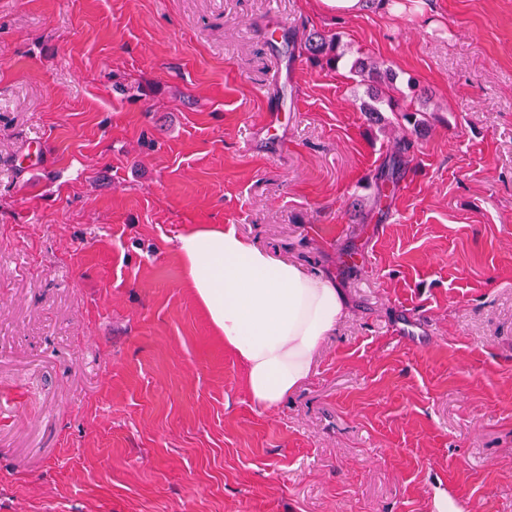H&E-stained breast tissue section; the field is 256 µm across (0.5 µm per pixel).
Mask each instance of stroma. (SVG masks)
I'll return each mask as SVG.
<instances>
[{
	"mask_svg": "<svg viewBox=\"0 0 512 512\" xmlns=\"http://www.w3.org/2000/svg\"><path fill=\"white\" fill-rule=\"evenodd\" d=\"M312 29L338 69L283 54ZM360 58L430 123L377 208L394 131ZM196 224L347 294L280 407L182 284ZM439 490L512 512V0H0V512H433Z\"/></svg>",
	"mask_w": 512,
	"mask_h": 512,
	"instance_id": "35a3bbf8",
	"label": "stroma"
}]
</instances>
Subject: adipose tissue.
Returning a JSON list of instances; mask_svg holds the SVG:
<instances>
[{
	"mask_svg": "<svg viewBox=\"0 0 512 512\" xmlns=\"http://www.w3.org/2000/svg\"><path fill=\"white\" fill-rule=\"evenodd\" d=\"M173 251L185 284L242 363L252 401L280 405L307 380L341 317L340 288L231 226L194 225L176 236Z\"/></svg>",
	"mask_w": 512,
	"mask_h": 512,
	"instance_id": "ef3b65f1",
	"label": "adipose tissue"
}]
</instances>
